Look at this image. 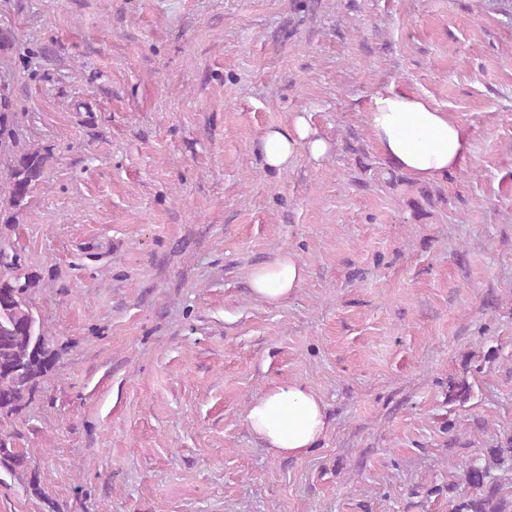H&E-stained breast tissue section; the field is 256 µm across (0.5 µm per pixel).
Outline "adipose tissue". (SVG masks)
<instances>
[{"label": "adipose tissue", "instance_id": "adipose-tissue-1", "mask_svg": "<svg viewBox=\"0 0 512 512\" xmlns=\"http://www.w3.org/2000/svg\"><path fill=\"white\" fill-rule=\"evenodd\" d=\"M366 122L387 165L422 185L445 182L466 152L463 127L412 93L377 92L369 102ZM302 150L317 160L330 150L328 141L304 117H295L290 128L271 127L263 135L269 170H286ZM303 279V268L286 252L255 267L251 293L263 303L277 305L296 292ZM245 420L253 436L275 457L308 456L327 429L322 398L298 383L271 384L249 404Z\"/></svg>", "mask_w": 512, "mask_h": 512}]
</instances>
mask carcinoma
<instances>
[{
    "mask_svg": "<svg viewBox=\"0 0 512 512\" xmlns=\"http://www.w3.org/2000/svg\"><path fill=\"white\" fill-rule=\"evenodd\" d=\"M51 159L39 147L21 144L15 115L0 106V161L7 174L0 183V468L24 478L39 493L36 471L16 447L10 419L21 412L62 358L33 310L31 296L42 276L31 269L23 248L8 237ZM467 490L448 483L449 512H512V432L490 448H479L458 462Z\"/></svg>",
    "mask_w": 512,
    "mask_h": 512,
    "instance_id": "cac0c4a2",
    "label": "carcinoma"
}]
</instances>
